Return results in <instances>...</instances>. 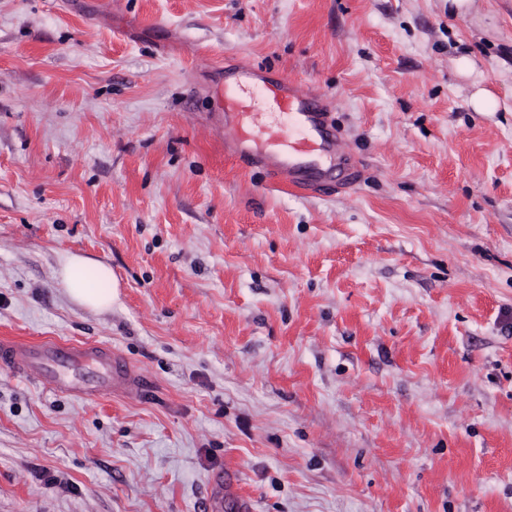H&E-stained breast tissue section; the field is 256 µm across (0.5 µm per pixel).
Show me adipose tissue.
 <instances>
[{"label": "adipose tissue", "mask_w": 512, "mask_h": 512, "mask_svg": "<svg viewBox=\"0 0 512 512\" xmlns=\"http://www.w3.org/2000/svg\"><path fill=\"white\" fill-rule=\"evenodd\" d=\"M60 277L75 302L95 311L110 309L117 295L118 281L111 267L84 256H70Z\"/></svg>", "instance_id": "adipose-tissue-1"}]
</instances>
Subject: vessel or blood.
<instances>
[{
    "label": "vessel or blood",
    "mask_w": 512,
    "mask_h": 512,
    "mask_svg": "<svg viewBox=\"0 0 512 512\" xmlns=\"http://www.w3.org/2000/svg\"><path fill=\"white\" fill-rule=\"evenodd\" d=\"M217 102L231 152L262 168L276 183L317 193L346 171L349 156L328 104L303 91L287 74L246 63L228 65ZM0 365L75 398L115 392L133 396L143 386L141 377L113 356L111 348L98 344L1 339Z\"/></svg>",
    "instance_id": "obj_1"
}]
</instances>
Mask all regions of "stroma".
<instances>
[{
  "label": "stroma",
  "instance_id": "obj_1",
  "mask_svg": "<svg viewBox=\"0 0 512 512\" xmlns=\"http://www.w3.org/2000/svg\"><path fill=\"white\" fill-rule=\"evenodd\" d=\"M228 58L331 102L361 183L234 158ZM1 336L145 389L0 366V512H204L222 472L252 512H512V0H0ZM59 275L68 294L78 304L95 311H106L112 307L118 281L109 265L72 255ZM0 364L54 392L75 398L136 395L141 377L112 349L98 344H69L52 338L29 343L0 340Z\"/></svg>",
  "mask_w": 512,
  "mask_h": 512
}]
</instances>
